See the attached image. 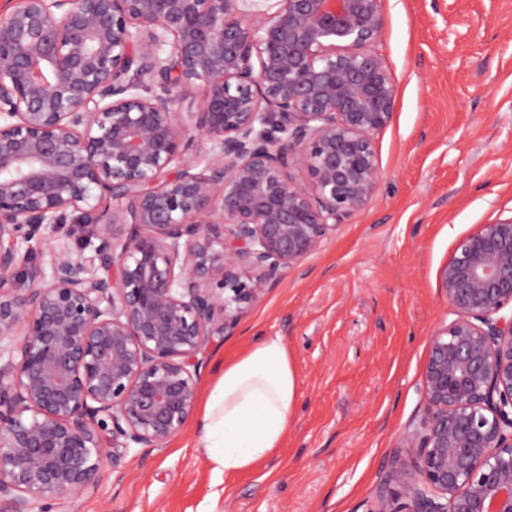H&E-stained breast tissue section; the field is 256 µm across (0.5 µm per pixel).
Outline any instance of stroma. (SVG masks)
Masks as SVG:
<instances>
[{"instance_id": "stroma-1", "label": "stroma", "mask_w": 512, "mask_h": 512, "mask_svg": "<svg viewBox=\"0 0 512 512\" xmlns=\"http://www.w3.org/2000/svg\"><path fill=\"white\" fill-rule=\"evenodd\" d=\"M383 13L397 103L374 140L378 194L281 271L199 367L203 394L225 362L282 336L298 392L281 448L214 477L196 413L165 447L105 469L70 512H367L427 412L430 341L454 318L440 271L512 216V0H384Z\"/></svg>"}]
</instances>
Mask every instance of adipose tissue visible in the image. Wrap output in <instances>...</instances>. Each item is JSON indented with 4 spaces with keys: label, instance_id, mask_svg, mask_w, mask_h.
Segmentation results:
<instances>
[{
    "label": "adipose tissue",
    "instance_id": "adipose-tissue-1",
    "mask_svg": "<svg viewBox=\"0 0 512 512\" xmlns=\"http://www.w3.org/2000/svg\"><path fill=\"white\" fill-rule=\"evenodd\" d=\"M297 379L282 337L225 363L204 398L200 445L215 476L252 469L288 434Z\"/></svg>",
    "mask_w": 512,
    "mask_h": 512
}]
</instances>
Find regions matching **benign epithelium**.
<instances>
[{
	"instance_id": "7a95c632",
	"label": "benign epithelium",
	"mask_w": 512,
	"mask_h": 512,
	"mask_svg": "<svg viewBox=\"0 0 512 512\" xmlns=\"http://www.w3.org/2000/svg\"><path fill=\"white\" fill-rule=\"evenodd\" d=\"M383 24L382 0H20L0 19V512H55L178 435L213 338L372 201L397 97ZM194 91L201 111H177ZM68 213L94 258L19 264ZM440 280L458 318L431 340L409 467L367 512H512V217Z\"/></svg>"
}]
</instances>
